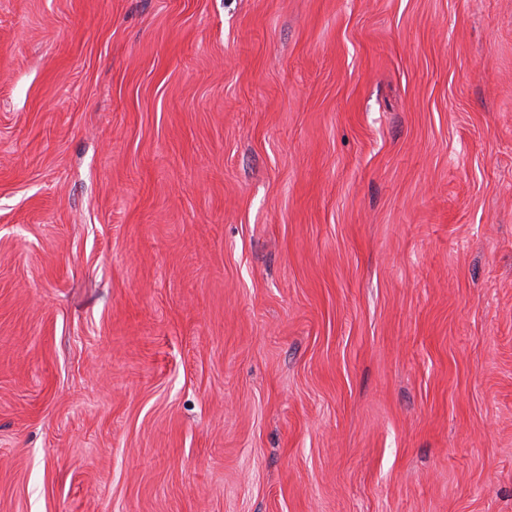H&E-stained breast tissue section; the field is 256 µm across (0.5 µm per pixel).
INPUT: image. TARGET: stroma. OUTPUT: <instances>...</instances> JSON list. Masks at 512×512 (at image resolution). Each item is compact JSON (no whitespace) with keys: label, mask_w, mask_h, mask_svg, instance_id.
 <instances>
[{"label":"stroma","mask_w":512,"mask_h":512,"mask_svg":"<svg viewBox=\"0 0 512 512\" xmlns=\"http://www.w3.org/2000/svg\"><path fill=\"white\" fill-rule=\"evenodd\" d=\"M0 512H512V0H0Z\"/></svg>","instance_id":"1"}]
</instances>
